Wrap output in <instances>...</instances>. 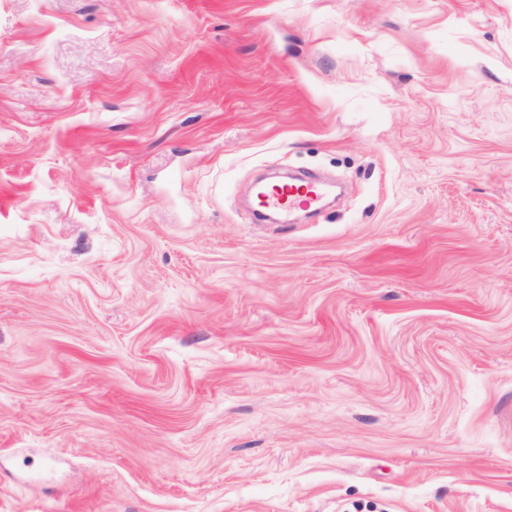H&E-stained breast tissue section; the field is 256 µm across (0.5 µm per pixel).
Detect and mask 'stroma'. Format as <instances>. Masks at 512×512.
I'll use <instances>...</instances> for the list:
<instances>
[{
    "mask_svg": "<svg viewBox=\"0 0 512 512\" xmlns=\"http://www.w3.org/2000/svg\"><path fill=\"white\" fill-rule=\"evenodd\" d=\"M0 512H512V0H0ZM325 195L323 186L315 182L273 186L270 192L258 195V204L266 209L279 210L288 213L298 207H315Z\"/></svg>",
    "mask_w": 512,
    "mask_h": 512,
    "instance_id": "stroma-1",
    "label": "stroma"
}]
</instances>
